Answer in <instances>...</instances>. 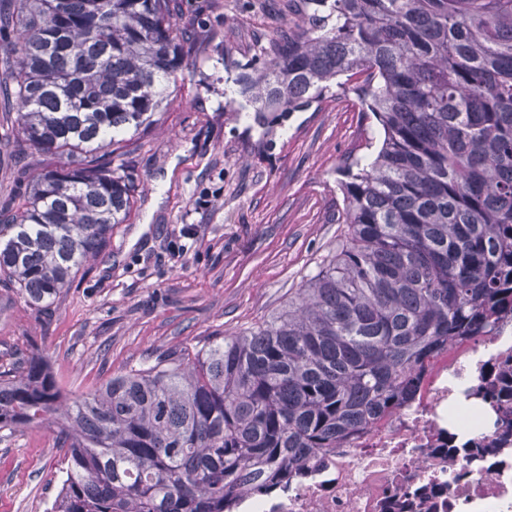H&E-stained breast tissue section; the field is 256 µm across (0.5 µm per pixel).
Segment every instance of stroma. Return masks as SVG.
Listing matches in <instances>:
<instances>
[{"instance_id": "1", "label": "stroma", "mask_w": 512, "mask_h": 512, "mask_svg": "<svg viewBox=\"0 0 512 512\" xmlns=\"http://www.w3.org/2000/svg\"><path fill=\"white\" fill-rule=\"evenodd\" d=\"M171 23L206 52L170 83L160 122L124 144L138 184L130 218L48 312L0 283V371L44 354L67 395L86 394L155 354L271 320L346 234L336 166L380 136L378 123L351 100L270 128L225 109L236 93L221 54L249 62L287 13L268 0H178ZM56 162L0 138V198ZM186 224L196 236H180ZM56 436L51 425L0 430V512L50 507L65 466Z\"/></svg>"}]
</instances>
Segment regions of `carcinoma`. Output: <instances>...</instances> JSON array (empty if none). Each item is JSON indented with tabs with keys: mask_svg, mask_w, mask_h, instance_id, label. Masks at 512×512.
<instances>
[{
	"mask_svg": "<svg viewBox=\"0 0 512 512\" xmlns=\"http://www.w3.org/2000/svg\"><path fill=\"white\" fill-rule=\"evenodd\" d=\"M14 9L0 99L16 140L59 165L0 207V280L43 313L127 220L136 179L114 148L159 121L202 46L172 27L173 0ZM224 70L262 125L353 97L381 126L337 164L347 236L278 316L82 397L43 354L0 371V430L58 429L51 512H228L407 404L430 359L512 313V0H288V29Z\"/></svg>",
	"mask_w": 512,
	"mask_h": 512,
	"instance_id": "carcinoma-1",
	"label": "carcinoma"
}]
</instances>
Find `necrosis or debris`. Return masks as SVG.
<instances>
[{
    "instance_id": "1",
    "label": "necrosis or debris",
    "mask_w": 512,
    "mask_h": 512,
    "mask_svg": "<svg viewBox=\"0 0 512 512\" xmlns=\"http://www.w3.org/2000/svg\"><path fill=\"white\" fill-rule=\"evenodd\" d=\"M506 366L512 318L441 352L408 405L309 458L305 478L249 491L235 512H512V436L484 423L462 440L448 421L454 381L475 387Z\"/></svg>"
}]
</instances>
